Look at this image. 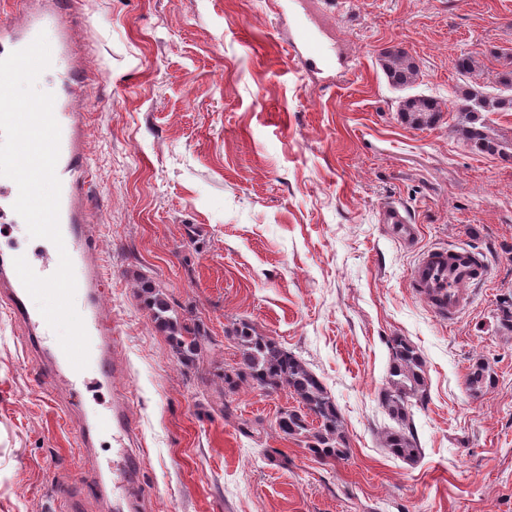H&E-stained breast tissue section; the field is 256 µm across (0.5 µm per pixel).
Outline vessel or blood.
Segmentation results:
<instances>
[{"label": "vessel or blood", "mask_w": 512, "mask_h": 512, "mask_svg": "<svg viewBox=\"0 0 512 512\" xmlns=\"http://www.w3.org/2000/svg\"><path fill=\"white\" fill-rule=\"evenodd\" d=\"M79 0H17L14 7L0 11V59L29 46L43 32H52L49 75L53 77V113L60 125V150L56 175L61 184L59 226L65 249L72 261L77 292L83 297L80 315L94 346L89 350L92 366L111 403L106 412L85 419L79 442L81 455L94 452L99 434H111L115 443L112 468L119 474L121 488L138 484L141 462L133 447L138 437L127 411V396L113 389L112 372L118 349V331L111 318L99 311L101 283L105 277L96 239L91 232L93 207L88 190L89 166L84 144L85 95L93 74L85 65L88 45L75 38L73 18ZM327 18L310 14L297 16L291 33L295 55L301 64L332 72L336 59L328 53L325 39ZM18 197L16 183L0 177V221L14 213ZM486 275V263L479 254L462 248H432L425 251L411 270V280L419 293L440 317L451 319L470 304V284ZM29 294L14 267L13 256L0 255V302L25 330V340L37 354L42 383L47 393L58 386L76 392L83 374L70 364L54 330L40 311L28 306Z\"/></svg>", "instance_id": "1"}]
</instances>
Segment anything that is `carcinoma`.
I'll list each match as a JSON object with an SVG mask.
<instances>
[{
	"label": "carcinoma",
	"instance_id": "carcinoma-1",
	"mask_svg": "<svg viewBox=\"0 0 512 512\" xmlns=\"http://www.w3.org/2000/svg\"><path fill=\"white\" fill-rule=\"evenodd\" d=\"M381 65L388 81L395 86H407L418 77V64L402 50L385 53ZM461 100L459 111L465 114L471 146L480 152L500 151L499 142L479 125V117L483 112L512 111V97H488L469 89L462 94ZM400 112L407 124L420 128L434 124L441 109L436 101L420 96L406 99ZM142 292L154 319L168 332L175 354L181 360L192 359L201 348L202 337L183 336L181 324L167 315L163 293L147 282L142 284ZM231 340L238 346L240 361L224 369V387L232 391L239 383L250 381L260 389H289L306 412H282L278 422L280 431L286 436L304 437L307 448L321 460L345 458L348 448L341 430L339 411L319 378L300 359L272 339L258 334L247 322L233 328ZM390 351V381L382 393V401L390 414L404 423L408 419L409 406L424 396V364L414 347L401 337L390 340ZM309 412L321 421L315 430L307 422ZM385 443L392 455L405 461H413L419 454L413 435L404 427L387 433Z\"/></svg>",
	"mask_w": 512,
	"mask_h": 512
}]
</instances>
